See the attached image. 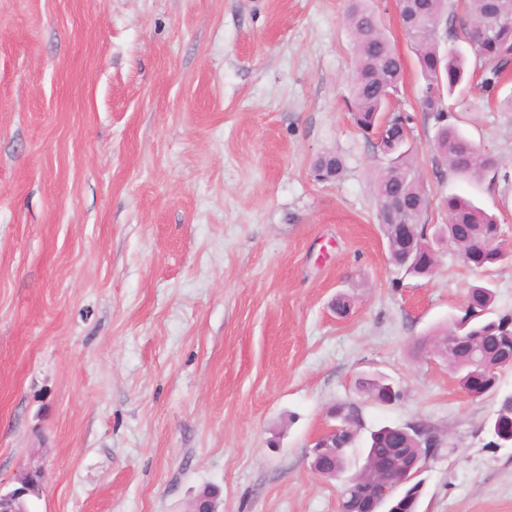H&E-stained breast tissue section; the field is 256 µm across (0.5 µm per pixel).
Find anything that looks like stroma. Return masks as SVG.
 I'll return each mask as SVG.
<instances>
[{"mask_svg":"<svg viewBox=\"0 0 512 512\" xmlns=\"http://www.w3.org/2000/svg\"><path fill=\"white\" fill-rule=\"evenodd\" d=\"M405 70L396 104L440 201L472 199L512 250V75L488 102H444L495 182L438 164L396 0H379ZM345 0H0V489L45 474L33 512H337L310 467L338 404L371 431L425 423L444 443L418 512H512V447L421 342L512 262L474 269L449 243L433 273L389 263L375 196L388 160L347 111ZM341 157L319 180L315 160ZM351 308L338 316L337 296ZM381 374L405 396L356 389Z\"/></svg>","mask_w":512,"mask_h":512,"instance_id":"35a3bbf8","label":"stroma"}]
</instances>
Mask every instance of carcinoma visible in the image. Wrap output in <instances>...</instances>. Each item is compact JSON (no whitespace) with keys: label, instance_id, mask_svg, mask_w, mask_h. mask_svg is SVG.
Masks as SVG:
<instances>
[{"label":"carcinoma","instance_id":"obj_1","mask_svg":"<svg viewBox=\"0 0 512 512\" xmlns=\"http://www.w3.org/2000/svg\"><path fill=\"white\" fill-rule=\"evenodd\" d=\"M399 15L416 56L422 80V111L438 126L435 149L446 168L462 179H495L499 162L478 149L459 128L448 123L444 98L470 82L475 73L460 44L471 47L484 63L477 75L488 94H493L512 60V0H404ZM346 25L353 36L354 68L348 111L354 125L366 134L385 121L383 144L390 150L388 165L376 182V198L389 256L398 272L414 278L428 277L434 267L431 254L421 248L427 241L423 216L430 201L421 187L418 167L407 148L411 117L392 107L389 95H398L405 74L400 55L385 33L374 0H348ZM343 168L339 156L324 154L315 162L318 179L339 176ZM445 216L442 233L463 255L467 265L482 269L512 258L501 240L502 230L495 217L472 201L449 196L441 202ZM413 224L415 242L404 248L396 224ZM495 292L487 284L469 288L464 315L452 320L437 337L438 358L448 364L460 388L469 396H491L498 415L488 421V431L497 439L512 441V393L499 388V374L512 367V316L489 317ZM361 393L378 403L398 401L400 388L382 378H367L358 385ZM352 423L336 435V456L317 459L325 477L341 475L347 467L344 449L353 446L359 411L352 405L338 407ZM400 444L409 453H434L441 447L438 430L425 428L424 440L416 433L402 434L382 427L371 432L365 449L367 457H388ZM375 475L367 469L356 473L343 489L344 512H371L370 486ZM421 483L397 491L386 503L387 512H417Z\"/></svg>","mask_w":512,"mask_h":512}]
</instances>
